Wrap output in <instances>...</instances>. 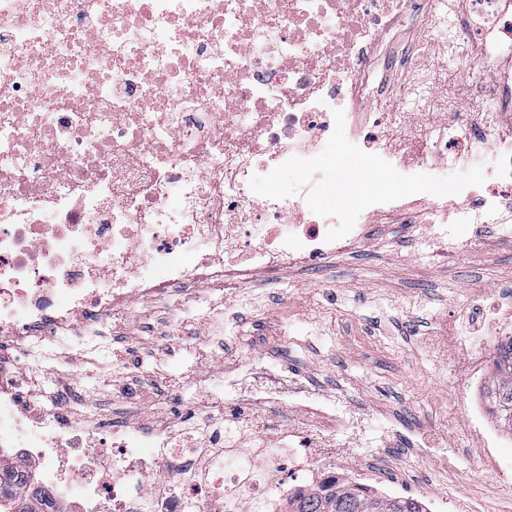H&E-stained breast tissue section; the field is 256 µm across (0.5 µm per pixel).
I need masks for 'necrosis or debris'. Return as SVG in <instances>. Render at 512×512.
<instances>
[{
  "label": "necrosis or debris",
  "mask_w": 512,
  "mask_h": 512,
  "mask_svg": "<svg viewBox=\"0 0 512 512\" xmlns=\"http://www.w3.org/2000/svg\"><path fill=\"white\" fill-rule=\"evenodd\" d=\"M418 11L421 52L370 85ZM340 136L398 174L388 194L326 205L318 160ZM478 164L487 185L440 195L437 172ZM280 171L289 195H254ZM425 215L450 255L455 224L512 226V0H0V340L20 354L0 360V466L46 490L34 512H283L331 489L383 443L346 399L228 352L220 379L178 383L197 407L105 426L47 407V346L80 334L96 364L132 304L274 282Z\"/></svg>",
  "instance_id": "obj_1"
}]
</instances>
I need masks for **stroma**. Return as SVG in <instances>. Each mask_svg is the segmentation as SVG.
<instances>
[{
	"label": "stroma",
	"instance_id": "35a3bbf8",
	"mask_svg": "<svg viewBox=\"0 0 512 512\" xmlns=\"http://www.w3.org/2000/svg\"><path fill=\"white\" fill-rule=\"evenodd\" d=\"M457 232L478 239L479 252L449 259L423 230L386 225L326 270L289 271L274 284L259 276L224 299L193 287L189 317L133 304L105 344L111 379L86 367L77 400L120 421L169 414L177 398L162 394V380L187 374L205 352L216 368V355L231 348L288 368L378 423L404 425V436L353 464L369 488L395 486L430 512H512V440L500 441L490 465L482 444L500 429L485 388L504 333L487 329L474 365L436 348L446 326L467 334L475 300L494 305L512 294V238L496 226Z\"/></svg>",
	"mask_w": 512,
	"mask_h": 512
}]
</instances>
